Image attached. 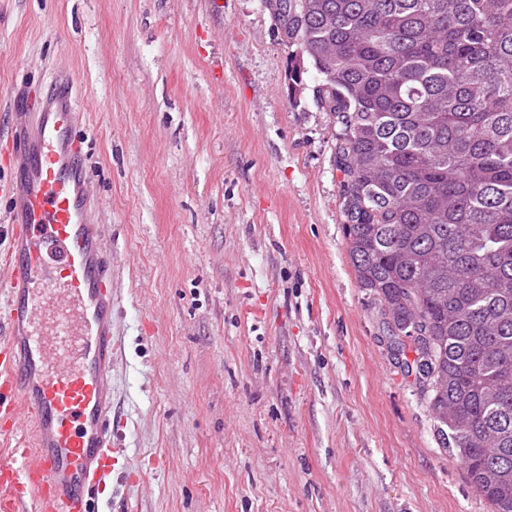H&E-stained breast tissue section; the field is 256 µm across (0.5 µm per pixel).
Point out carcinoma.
Listing matches in <instances>:
<instances>
[{
  "label": "carcinoma",
  "mask_w": 512,
  "mask_h": 512,
  "mask_svg": "<svg viewBox=\"0 0 512 512\" xmlns=\"http://www.w3.org/2000/svg\"><path fill=\"white\" fill-rule=\"evenodd\" d=\"M322 81L349 255L469 483L512 481V0H285Z\"/></svg>",
  "instance_id": "cac0c4a2"
}]
</instances>
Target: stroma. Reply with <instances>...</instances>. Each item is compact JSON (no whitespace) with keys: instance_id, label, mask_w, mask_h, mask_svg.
<instances>
[{"instance_id":"obj_1","label":"stroma","mask_w":512,"mask_h":512,"mask_svg":"<svg viewBox=\"0 0 512 512\" xmlns=\"http://www.w3.org/2000/svg\"><path fill=\"white\" fill-rule=\"evenodd\" d=\"M263 0H0V114L72 80L112 249L108 512H491L349 257Z\"/></svg>"}]
</instances>
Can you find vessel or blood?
<instances>
[{
  "instance_id": "1",
  "label": "vessel or blood",
  "mask_w": 512,
  "mask_h": 512,
  "mask_svg": "<svg viewBox=\"0 0 512 512\" xmlns=\"http://www.w3.org/2000/svg\"><path fill=\"white\" fill-rule=\"evenodd\" d=\"M74 86L27 108L5 148L15 194L0 313V432L25 417L21 466L0 463V512H98L112 474V253L94 221Z\"/></svg>"
}]
</instances>
